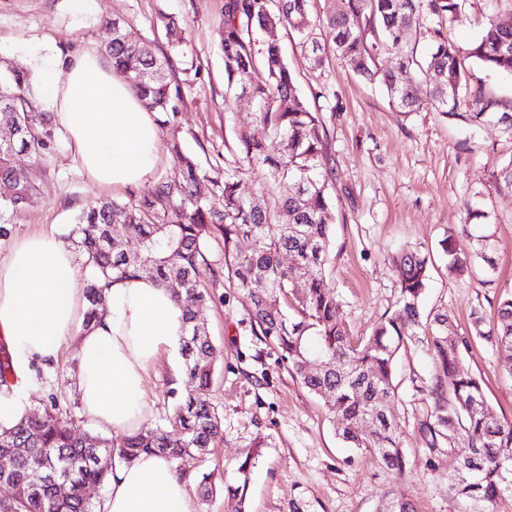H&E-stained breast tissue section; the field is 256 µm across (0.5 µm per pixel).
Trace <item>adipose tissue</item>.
Returning <instances> with one entry per match:
<instances>
[{"label":"adipose tissue","instance_id":"ef3b65f1","mask_svg":"<svg viewBox=\"0 0 512 512\" xmlns=\"http://www.w3.org/2000/svg\"><path fill=\"white\" fill-rule=\"evenodd\" d=\"M45 110L68 138L74 161L108 191L145 185L159 159L160 134L125 78L92 49L63 54L44 44ZM107 312L81 331L84 290L73 253L54 235L23 238L0 259V334L17 372L31 362L57 363L77 339L79 398L93 426L123 435L151 415L146 377L161 350L179 336L182 313L169 288L147 279L116 281ZM191 478L143 454L115 465L96 512H192Z\"/></svg>","mask_w":512,"mask_h":512}]
</instances>
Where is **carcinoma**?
I'll list each match as a JSON object with an SVG mask.
<instances>
[{
	"instance_id": "1",
	"label": "carcinoma",
	"mask_w": 512,
	"mask_h": 512,
	"mask_svg": "<svg viewBox=\"0 0 512 512\" xmlns=\"http://www.w3.org/2000/svg\"><path fill=\"white\" fill-rule=\"evenodd\" d=\"M464 0H338L322 23L327 41L355 74L381 77L392 105L402 113L432 108L469 126L499 123L512 113L499 103L474 96L467 102L460 91L471 85L470 59L481 68L512 74V9L488 19L479 35L465 45L448 39L446 24ZM309 0H224L221 48L226 93L248 91L257 103V119L270 131L258 140L243 131L235 136L232 160L224 163V179L214 181L215 197L203 198L197 186L206 177L195 155L184 151L175 127L179 92L166 81L169 59L159 57L150 43L121 20L108 22L112 38L103 53L140 96L143 106L164 116L169 129L166 145L182 156V166L162 176L137 198L119 203L99 199L83 208L68 237L83 248L89 270L85 290L84 327L95 325L106 310L105 290L119 279L145 277L165 285L181 280L173 295L182 312L179 339L183 359L180 396L172 426L177 442L160 425L146 424L115 438L74 433L50 400L40 414L24 413L11 425H0V455L13 460L9 473L0 472V512H95L84 495L88 485H102L112 463L131 462L142 453L169 459L181 476H190L200 494L216 493L214 472L202 468L212 442L222 437L223 421L211 401L218 351L206 324L198 316L209 299L205 249L216 237L224 241V270L250 300L249 316L263 341L275 348L309 393L324 399L335 430L351 448L373 453L387 469H406L398 426L388 411L395 396L393 367L400 348L410 342L426 354L430 372L424 391L432 401L419 422V433L430 450L470 449L458 461L448 491L463 504V512H494L503 499L512 500V424L502 422L485 398L483 380L462 368L470 337L452 330L445 313L423 316L421 301L430 278V257L407 250L394 258L399 274L398 308L384 315L371 336L354 343L343 327L341 304L330 285L327 267L333 245L328 194L331 171L323 162L320 117L300 100L294 79L274 42L255 49L253 32L288 25L303 45L318 54L322 44L311 36ZM171 48L183 45V29L172 17H162ZM424 30L428 45L423 57L408 47V36ZM386 51L396 58L393 70L379 72L375 56ZM0 116L13 122L18 136L0 142V182L11 186L0 197V237L18 211L40 201L36 171L19 167L22 152L39 164L56 149L61 132L41 111L29 72L21 65L0 67ZM267 167L273 183L286 182L291 192H266L259 202L240 192V175ZM499 192L512 193V159L493 175ZM135 239L129 254L125 241ZM448 272H469L468 256L457 248L455 232L441 241ZM293 262L284 266L280 256ZM471 323L476 335L488 340L503 367L512 374V294L498 303V319L484 329L483 312L475 309ZM12 356L0 347V388L12 390ZM259 456L246 454L237 466L240 481L227 487L229 512H245L249 474ZM41 458L69 480L70 494L59 497L52 481L30 479L31 462ZM382 512H417L403 497L384 498Z\"/></svg>"
}]
</instances>
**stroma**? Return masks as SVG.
<instances>
[{
	"mask_svg": "<svg viewBox=\"0 0 512 512\" xmlns=\"http://www.w3.org/2000/svg\"><path fill=\"white\" fill-rule=\"evenodd\" d=\"M502 0H464L448 25L449 38L473 39ZM180 21L186 44L171 50L161 16ZM127 22L168 56L171 86L179 88L176 123L185 148L208 173L199 190L215 194L214 177L224 170V147L236 130L258 139L269 132L256 122V105L241 97L224 101V55L219 32L224 0H95L78 11L74 0H0V65L18 63L31 74L41 71L42 41L61 51L103 49L111 38L107 20ZM257 46L276 42L298 92L321 119L324 155L332 171L330 194L334 248L330 280L341 303L345 330L353 341L371 335L398 298V273L391 262L401 249L416 248L431 257L424 313L448 314L454 330L467 335L471 312L481 309L486 324L497 320L501 296L512 293V195L496 191L493 174L512 159V136L490 123L457 124L423 109L407 114L389 103L385 88L355 75L326 45L321 61L301 47L289 27L255 31ZM41 199L26 207L6 238L0 256L26 236L50 231L65 239L75 216L103 190L89 182L72 160L68 143L42 164ZM486 212L483 234L491 236L495 263L486 272L475 257V239L462 237L459 248L472 255L469 274L448 272L440 242L449 230L469 223L472 209ZM211 295L201 316L221 349L211 399L224 424V438L211 446L205 466L214 470L218 491L209 501L194 498L193 512H224L225 485L236 484V466L252 449L260 455L247 490L246 512H377L383 495L406 497L418 512H461L448 494V479L465 448H426L418 422L430 400L422 386L428 365L420 347L397 354L396 397L390 410L401 433L408 465L388 470L369 452L347 447L336 436L323 401L304 389L280 363L276 352L254 333L249 300L224 273L222 240L205 251ZM76 342L59 362L23 375L16 391L25 409H41L57 398L74 421L88 431L81 415L75 377ZM463 365L484 380L488 404L501 420L512 422V375L490 343L471 338ZM183 373L178 344L163 349L147 378L153 421L172 416V394Z\"/></svg>",
	"mask_w": 512,
	"mask_h": 512,
	"instance_id": "obj_1",
	"label": "stroma"
}]
</instances>
